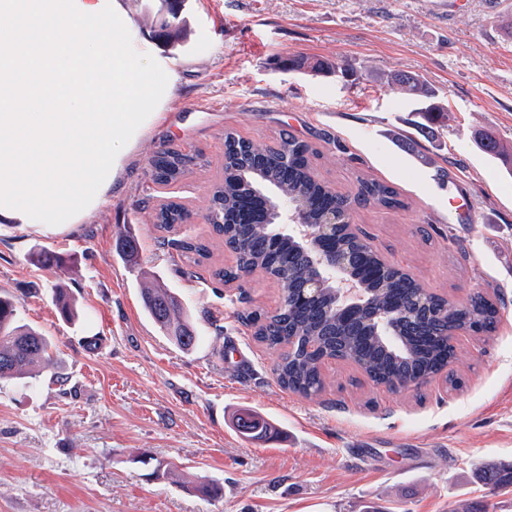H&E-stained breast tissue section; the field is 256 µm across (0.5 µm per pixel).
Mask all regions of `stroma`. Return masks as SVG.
<instances>
[{
	"label": "stroma",
	"mask_w": 512,
	"mask_h": 512,
	"mask_svg": "<svg viewBox=\"0 0 512 512\" xmlns=\"http://www.w3.org/2000/svg\"><path fill=\"white\" fill-rule=\"evenodd\" d=\"M183 14L178 45L154 46L177 75L164 120L106 202L74 226L0 223V291L54 342L37 378L0 381V512H464L483 499L512 512V491L491 493L475 477L480 464L512 462V166L471 137L491 130L512 154V0L494 12L485 0H187ZM294 56L346 62L354 75L281 67ZM401 70L453 113L438 142H422L427 165L391 142L411 108L389 81ZM228 131L313 143L316 176L339 194L354 196L363 177L395 187L403 208L354 205L365 241L453 303L501 301L494 336L457 335L461 390L436 379L391 392L337 359L325 361L316 397L278 386L276 353L240 319L275 313L278 285L260 271L227 285L212 276L235 263L203 219ZM168 147L207 164L157 185L149 161ZM452 197L473 200L468 220H449ZM165 200L194 213L169 244L152 221ZM122 232L139 244L133 272L116 255ZM188 237L209 244L210 259L180 256L174 243ZM44 247L67 268L33 265ZM159 280L197 326L191 351L143 312L141 291ZM60 286L81 307L75 322L56 311ZM244 408L278 436L236 434ZM203 482L223 486L222 497L196 493Z\"/></svg>",
	"instance_id": "1"
}]
</instances>
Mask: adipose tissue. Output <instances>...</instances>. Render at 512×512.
<instances>
[{
  "label": "adipose tissue",
  "mask_w": 512,
  "mask_h": 512,
  "mask_svg": "<svg viewBox=\"0 0 512 512\" xmlns=\"http://www.w3.org/2000/svg\"><path fill=\"white\" fill-rule=\"evenodd\" d=\"M173 81L125 0H0V221L80 223L161 119Z\"/></svg>",
  "instance_id": "1"
}]
</instances>
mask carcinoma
<instances>
[{
	"instance_id": "carcinoma-1",
	"label": "carcinoma",
	"mask_w": 512,
	"mask_h": 512,
	"mask_svg": "<svg viewBox=\"0 0 512 512\" xmlns=\"http://www.w3.org/2000/svg\"><path fill=\"white\" fill-rule=\"evenodd\" d=\"M390 80L415 104L414 119L409 122L411 132L402 135L400 142L421 158L417 137L438 138L452 117L438 94L416 75L398 72ZM476 145L492 159L505 155L493 135ZM317 154L313 145L286 133L276 145L268 146L227 132L224 179L214 185L208 204L219 213L248 217L245 224L213 225L216 234L236 249V264L215 270L214 278L230 283L238 279L240 271L258 268L280 287L284 302L281 312L265 317L256 312L240 315L268 348L290 349L274 366L277 384L306 398L316 396L325 387L323 358L334 356L356 364L373 383L390 390L411 384L418 387L441 374L452 389L461 388L462 379L452 369L457 353L448 347L444 335L475 326L487 336L496 331L499 311L483 295L478 293L461 306L427 295L406 273L384 263L366 242L341 229L332 238L318 239L317 245L347 257L352 273L369 288V306L341 311L336 308L333 288L326 286L314 294L304 291L314 269L308 249L278 228L275 207L280 200L301 203L310 224L343 213L353 200L387 209L404 206L395 188L375 179L361 180L352 199L332 192L312 174L311 158ZM199 160H203L201 153L189 156L175 148L164 149L150 161L151 179L158 185L175 183ZM190 217L186 207L169 202L155 210L154 221L156 227L170 231ZM118 257L126 266H138L137 243L126 241ZM31 261L45 268L60 269L66 264V258L51 249L31 255ZM54 301L61 318L77 316L76 305L65 289H56ZM142 301L149 319L171 343L187 351L195 346L197 328L175 292L162 286L148 288L142 292ZM377 314L390 320L395 340L381 333ZM51 347L47 336L21 320L13 298L0 292V381L25 379L35 361L51 360ZM267 426L250 413L236 417L237 430L244 437L265 432ZM476 477L494 489L511 487L512 465L485 464Z\"/></svg>"
}]
</instances>
